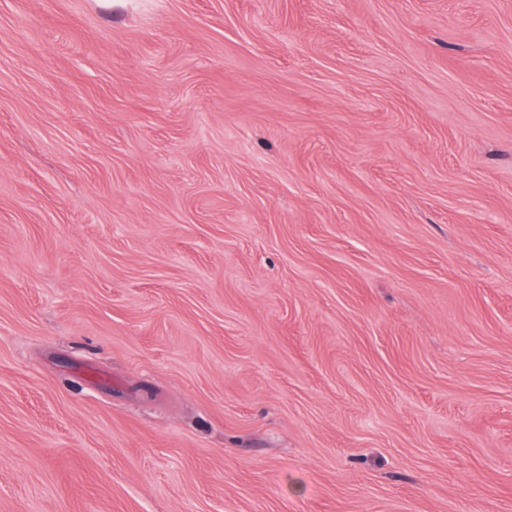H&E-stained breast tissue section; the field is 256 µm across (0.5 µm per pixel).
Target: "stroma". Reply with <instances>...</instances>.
Listing matches in <instances>:
<instances>
[{
    "instance_id": "35a3bbf8",
    "label": "stroma",
    "mask_w": 512,
    "mask_h": 512,
    "mask_svg": "<svg viewBox=\"0 0 512 512\" xmlns=\"http://www.w3.org/2000/svg\"><path fill=\"white\" fill-rule=\"evenodd\" d=\"M0 512H512V0H0Z\"/></svg>"
}]
</instances>
